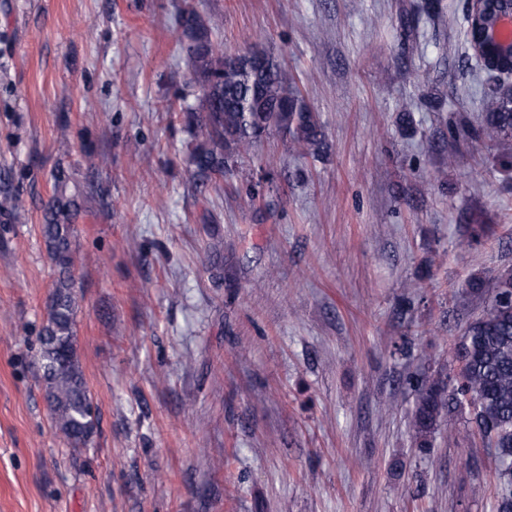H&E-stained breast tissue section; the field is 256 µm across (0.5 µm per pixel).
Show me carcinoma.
<instances>
[{"instance_id": "obj_1", "label": "carcinoma", "mask_w": 512, "mask_h": 512, "mask_svg": "<svg viewBox=\"0 0 512 512\" xmlns=\"http://www.w3.org/2000/svg\"><path fill=\"white\" fill-rule=\"evenodd\" d=\"M217 18L206 19L191 5L181 8L177 26L188 40L190 81L201 91L196 105L181 104L188 126L202 130L189 146L188 162L200 178L224 176L240 154L262 136L275 132L290 153L318 156L326 143L322 125L298 88L294 74L274 59L246 73L224 55L212 39ZM461 131L503 149L502 168L512 171V82L499 83L486 94L475 127ZM71 173L53 174L54 193L44 209L40 233L57 270L40 341L45 397L59 435L74 448H84L98 421L76 352L79 295L73 275L72 240L79 213L77 197L68 192ZM0 217L26 224L22 202L5 195ZM457 368L412 382L411 426L417 446L432 447L443 418L459 414L466 433L492 449L499 480L496 512H512V269L495 279L487 308L465 327L454 347Z\"/></svg>"}]
</instances>
